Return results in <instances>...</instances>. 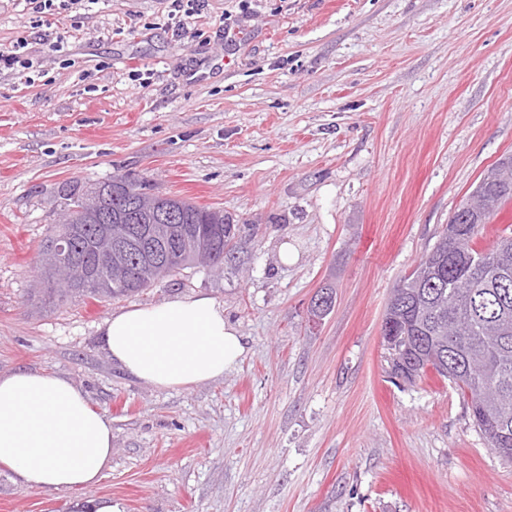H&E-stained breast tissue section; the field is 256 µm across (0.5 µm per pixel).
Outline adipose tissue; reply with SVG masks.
<instances>
[{"mask_svg":"<svg viewBox=\"0 0 512 512\" xmlns=\"http://www.w3.org/2000/svg\"><path fill=\"white\" fill-rule=\"evenodd\" d=\"M104 338L121 371L161 389L222 377L244 352L223 305L202 295L124 309L106 322ZM111 455L112 423L79 388L45 372L0 375V467L23 488L93 484Z\"/></svg>","mask_w":512,"mask_h":512,"instance_id":"1","label":"adipose tissue"}]
</instances>
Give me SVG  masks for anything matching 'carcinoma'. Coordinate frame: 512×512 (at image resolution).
<instances>
[{"mask_svg":"<svg viewBox=\"0 0 512 512\" xmlns=\"http://www.w3.org/2000/svg\"><path fill=\"white\" fill-rule=\"evenodd\" d=\"M94 185L92 191L111 206L103 217L85 204L88 193L65 194L71 219L72 253L77 265L92 278L74 288H54L56 266L49 236L43 245L44 275L51 287L48 298L118 299L136 295L156 280L198 263L196 250L215 249L224 261V242L236 235V225L224 212L172 198L178 224H146L134 203L147 197L146 181L120 177ZM117 199H112V189ZM480 201L484 218L512 199V155L500 158L484 173L469 198L449 218L453 238L442 235L417 267L394 289L386 313L395 317L383 345L391 371L410 382L428 370L448 379L469 399L474 425L489 447L512 462V232L500 235L487 249L476 248L480 230L462 218L468 204ZM469 254L476 268H460L451 257ZM483 362L490 381H458L448 365Z\"/></svg>","mask_w":512,"mask_h":512,"instance_id":"cac0c4a2","label":"carcinoma"}]
</instances>
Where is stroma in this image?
Instances as JSON below:
<instances>
[{
  "label": "stroma",
  "instance_id": "obj_1",
  "mask_svg": "<svg viewBox=\"0 0 512 512\" xmlns=\"http://www.w3.org/2000/svg\"><path fill=\"white\" fill-rule=\"evenodd\" d=\"M170 10L0 0V47L27 38L34 63L0 69V374L65 378L112 423L94 484L0 469V512H512V463L460 391L391 378L381 342L392 289L512 154V0H206L181 29ZM125 174L223 209V271L43 302L64 192ZM196 294L242 336L234 368L173 390L113 364L112 314Z\"/></svg>",
  "mask_w": 512,
  "mask_h": 512
}]
</instances>
